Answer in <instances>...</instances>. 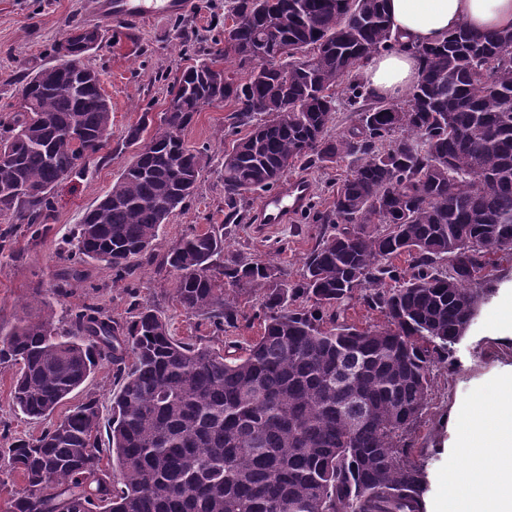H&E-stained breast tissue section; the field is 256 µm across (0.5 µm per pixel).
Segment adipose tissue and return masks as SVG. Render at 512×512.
I'll list each match as a JSON object with an SVG mask.
<instances>
[{"instance_id":"obj_1","label":"adipose tissue","mask_w":512,"mask_h":512,"mask_svg":"<svg viewBox=\"0 0 512 512\" xmlns=\"http://www.w3.org/2000/svg\"><path fill=\"white\" fill-rule=\"evenodd\" d=\"M386 12L401 45L369 60L361 78L372 95L396 101L421 77L419 48L438 43L462 26L512 28V0H386ZM465 445L476 457L495 449L494 477L474 490L461 476L452 475L457 489L453 512H512V386L503 390L493 416L472 414Z\"/></svg>"}]
</instances>
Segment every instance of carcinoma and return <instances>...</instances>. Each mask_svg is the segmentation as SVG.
Here are the masks:
<instances>
[{"instance_id":"carcinoma-1","label":"carcinoma","mask_w":512,"mask_h":512,"mask_svg":"<svg viewBox=\"0 0 512 512\" xmlns=\"http://www.w3.org/2000/svg\"><path fill=\"white\" fill-rule=\"evenodd\" d=\"M222 36L223 53H195L174 80L156 146L75 227L71 267L37 293L35 312L0 326L12 403L30 420L103 365L119 384L107 440L89 393L40 435L0 448V487L21 479L6 512H425L426 475L409 449L433 370L491 294L489 256L512 251V29L461 27L421 48V81L400 103L360 78L400 46L384 0H224ZM98 41L75 26L55 52L81 58ZM46 72L26 83L31 111L0 121V212L38 229L54 186L82 173L112 130L95 71ZM224 101L236 135L221 162L224 223L161 262L177 306L211 338L172 336L148 303L118 321L90 295L61 321L48 296L78 287L82 264L103 263L120 281L151 255L206 164L183 133ZM340 112L350 126L337 132ZM341 159L352 170L318 215L299 282L224 251L248 195ZM248 292L260 296L250 315L237 305ZM356 300L385 324L348 322ZM242 319L261 329L250 344L212 345Z\"/></svg>"}]
</instances>
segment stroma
Returning a JSON list of instances; mask_svg holds the SVG:
<instances>
[{"instance_id": "stroma-1", "label": "stroma", "mask_w": 512, "mask_h": 512, "mask_svg": "<svg viewBox=\"0 0 512 512\" xmlns=\"http://www.w3.org/2000/svg\"><path fill=\"white\" fill-rule=\"evenodd\" d=\"M93 0H0V117L17 111L27 80L42 68L58 63L54 46L71 27H97L100 43L83 62L97 70L102 89L112 102V135L100 157L87 162L82 174L60 182L52 191L53 213L48 229L32 236L26 224L14 221L12 234L0 247V325L9 326L23 316L36 290H48L55 276L68 264L67 241L86 211L92 208L129 166L134 148L124 143L126 130L141 119L159 126L171 100L173 76L188 63L187 51L202 41L212 52L224 49L213 15L224 12V0H191L179 14L156 15L120 31L97 22ZM229 109L221 103L205 107L185 130L192 148L205 151L208 160L195 195L163 224L153 243L155 262L143 264L131 282L114 281L110 268L89 266L90 280L98 287L101 304L113 318L129 317L131 300L159 308L175 337L206 335L205 327L181 310L173 299V279L160 270L163 257L185 235L224 221V186L220 162ZM350 171L342 161L327 168H297L313 186L308 208L290 224H257L253 221L260 196L248 201L244 219L227 239L229 250L287 271L297 281L304 259L320 230L316 215L325 211L337 179ZM497 282L484 302L465 339L452 358L433 371L431 402L414 435L410 458L428 473L425 492L427 512H441L450 501V472L466 470L471 487L488 482L493 471L473 459L462 446L468 429V413L475 408L493 412L500 389L512 383V253L491 257ZM13 369L0 368V448L19 438L39 435L42 424L27 420L13 408L10 386ZM117 384L109 367L99 368L81 389L74 391L55 411L63 416L86 393H94L103 414H110Z\"/></svg>"}]
</instances>
